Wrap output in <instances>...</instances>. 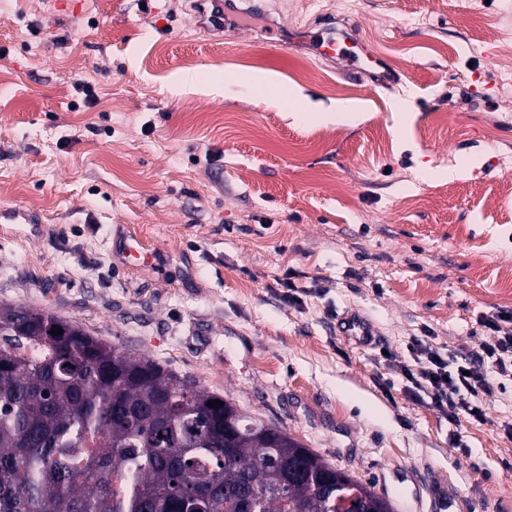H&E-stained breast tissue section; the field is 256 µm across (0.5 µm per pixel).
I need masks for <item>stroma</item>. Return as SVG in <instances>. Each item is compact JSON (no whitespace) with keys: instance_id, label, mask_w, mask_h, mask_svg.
Here are the masks:
<instances>
[{"instance_id":"1","label":"stroma","mask_w":512,"mask_h":512,"mask_svg":"<svg viewBox=\"0 0 512 512\" xmlns=\"http://www.w3.org/2000/svg\"><path fill=\"white\" fill-rule=\"evenodd\" d=\"M471 2L270 0L217 29L193 0H0V206L39 222L0 223V302L229 397L394 512H512V378L452 422L399 370L416 339L465 355L512 313V36L487 38L505 0ZM319 12L396 83L263 43ZM261 82L360 118L293 120ZM127 230L168 266L124 265ZM350 311L375 343L339 334Z\"/></svg>"}]
</instances>
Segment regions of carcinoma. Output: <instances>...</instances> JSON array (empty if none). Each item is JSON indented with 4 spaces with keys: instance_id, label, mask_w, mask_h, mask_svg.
<instances>
[{
    "instance_id": "obj_1",
    "label": "carcinoma",
    "mask_w": 512,
    "mask_h": 512,
    "mask_svg": "<svg viewBox=\"0 0 512 512\" xmlns=\"http://www.w3.org/2000/svg\"><path fill=\"white\" fill-rule=\"evenodd\" d=\"M339 472L74 321L0 304V512H333L338 492L393 512L349 475L324 489Z\"/></svg>"
}]
</instances>
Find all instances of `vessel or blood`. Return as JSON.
<instances>
[{"label": "vessel or blood", "mask_w": 512, "mask_h": 512, "mask_svg": "<svg viewBox=\"0 0 512 512\" xmlns=\"http://www.w3.org/2000/svg\"><path fill=\"white\" fill-rule=\"evenodd\" d=\"M196 3L200 13L209 14L211 21L219 25L238 11L236 0H196ZM304 38L324 60L343 61V72L350 79L364 80L379 63L377 57L366 55L365 43L353 28L337 27L334 21L328 20L320 23L317 29L307 30ZM119 250L124 263L143 267L155 263L152 252L138 236L123 237ZM339 323L343 334L353 337L359 344H370L374 329L363 317L350 313L342 316Z\"/></svg>", "instance_id": "obj_1"}]
</instances>
